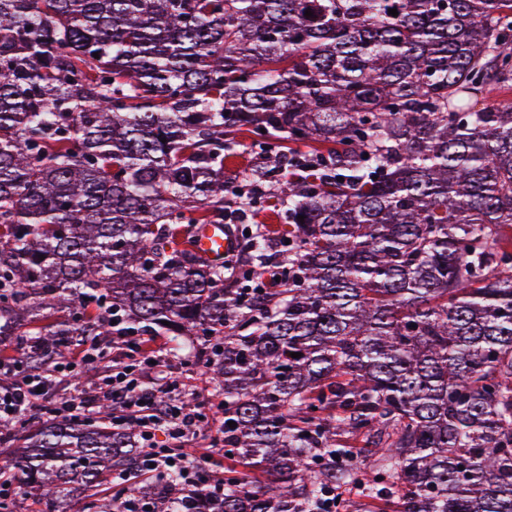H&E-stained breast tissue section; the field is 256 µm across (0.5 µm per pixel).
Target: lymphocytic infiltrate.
<instances>
[{
  "mask_svg": "<svg viewBox=\"0 0 512 512\" xmlns=\"http://www.w3.org/2000/svg\"><path fill=\"white\" fill-rule=\"evenodd\" d=\"M112 342L111 363L89 382L81 380L89 358L78 350L49 371L0 385V421L36 414L86 417L111 408L113 428L138 426L139 473L162 479L178 472L180 479L168 493L181 500L182 512H195L198 492L219 499L224 485L214 479L207 454L183 449L209 420L204 405L186 400L184 383L167 377L169 360L159 347L121 332Z\"/></svg>",
  "mask_w": 512,
  "mask_h": 512,
  "instance_id": "f902f5d3",
  "label": "lymphocytic infiltrate"
}]
</instances>
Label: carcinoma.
I'll return each mask as SVG.
<instances>
[{"label": "carcinoma", "instance_id": "cac0c4a2", "mask_svg": "<svg viewBox=\"0 0 512 512\" xmlns=\"http://www.w3.org/2000/svg\"><path fill=\"white\" fill-rule=\"evenodd\" d=\"M492 83L512 96V0H0V341L40 372L114 320L172 333L232 454L197 512H319L367 481L336 467L351 448L401 484L366 512H512V103H483ZM243 133L263 170L236 186ZM277 173L278 223L253 224ZM228 209L231 276L194 238ZM136 434L0 422V481L58 512L134 472Z\"/></svg>", "mask_w": 512, "mask_h": 512}]
</instances>
